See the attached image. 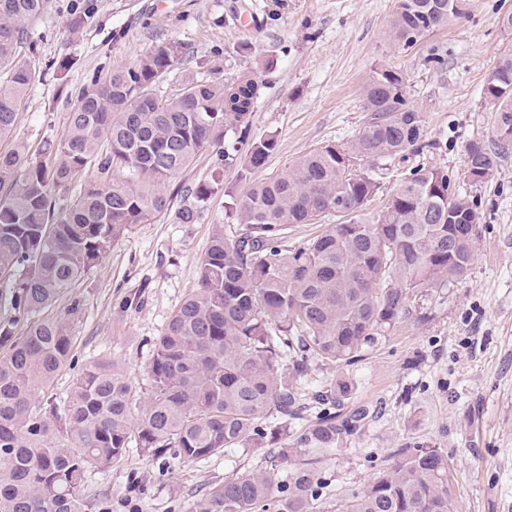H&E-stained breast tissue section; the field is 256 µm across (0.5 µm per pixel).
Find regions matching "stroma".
Masks as SVG:
<instances>
[{
	"instance_id": "stroma-1",
	"label": "stroma",
	"mask_w": 512,
	"mask_h": 512,
	"mask_svg": "<svg viewBox=\"0 0 512 512\" xmlns=\"http://www.w3.org/2000/svg\"><path fill=\"white\" fill-rule=\"evenodd\" d=\"M82 4L91 5L92 17L79 25ZM395 9L396 0H50L27 28L21 56L36 79L0 150L34 151L58 140L86 84L132 67L159 46L179 55L161 85L167 93L191 75H252L263 88L247 137L272 134L278 141L266 164L246 176L225 168L226 190L210 197L198 223L180 224L169 214L135 225L77 284L85 306L74 360L55 378L53 397L65 398L79 370L100 360L123 366L136 386L145 384L155 338L196 288V260L214 225L229 222V194H244L320 147L354 140L365 121L364 80L384 64L404 73L433 146L378 161L373 173L381 196L423 165L458 180L482 222L465 277L419 292L409 318L352 366L310 360L309 389L347 375L355 383L350 408L367 412L345 449L322 456L315 512H336L395 449L414 446L448 452L459 512H512V150L488 181L463 179L469 143L494 139L483 85L512 44L498 24L512 0H470L466 17L411 50L389 37ZM432 46L442 50L443 68L425 66ZM271 469L264 449L236 448L194 462L134 451L112 467L88 470L86 512H132L128 499L133 512H194L231 474Z\"/></svg>"
}]
</instances>
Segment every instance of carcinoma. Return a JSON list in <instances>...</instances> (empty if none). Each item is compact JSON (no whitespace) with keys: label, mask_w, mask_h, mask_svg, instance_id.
I'll return each instance as SVG.
<instances>
[{"label":"carcinoma","mask_w":512,"mask_h":512,"mask_svg":"<svg viewBox=\"0 0 512 512\" xmlns=\"http://www.w3.org/2000/svg\"><path fill=\"white\" fill-rule=\"evenodd\" d=\"M49 0H0V138L13 130L36 73L18 60L26 27ZM469 0H397L390 38L412 49L463 18ZM178 64L161 48L126 70L85 87L66 132L39 156L20 146L0 153V512H84L91 467L109 468L135 448L147 458L195 461L231 448L280 445L275 473L242 471L195 512H313L323 479L321 455L357 432L365 412L338 414L352 385L338 379L312 398L322 408L288 440V420L307 396L308 362L348 365L363 347L410 314L411 296L464 277L474 257V201L448 173L416 167L384 210L366 213L380 189L374 162L432 147L406 77L374 66L363 87L367 112L350 143L326 145L231 197L224 233L214 225L197 258L198 288L173 313L154 344L146 387L112 361L76 376L68 397L43 393L74 359V327L84 301L44 316L136 224L168 214L165 191L201 151L215 158L211 176L185 189L181 224L197 223L224 189V166L246 173L277 148L269 134L246 153L226 142L248 127L258 98L254 79L238 93L219 78H192L172 94L159 84ZM495 112L493 144L472 142L467 167L490 179L512 147V45L487 74ZM78 188L70 204L54 192ZM326 224L299 246L288 226ZM448 453L400 448L392 462L353 491L340 512H458Z\"/></svg>","instance_id":"cac0c4a2"}]
</instances>
